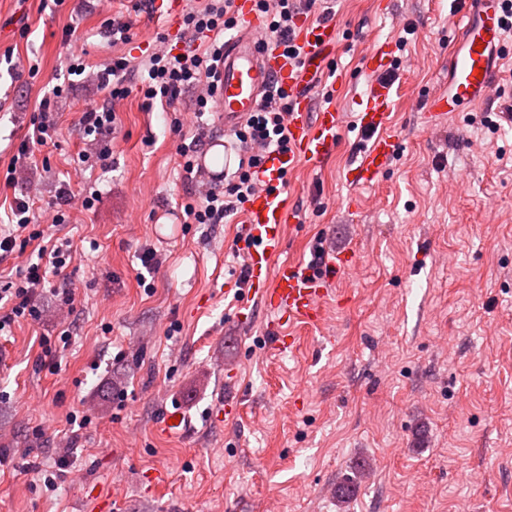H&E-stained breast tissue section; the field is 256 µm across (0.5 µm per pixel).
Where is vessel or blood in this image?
I'll use <instances>...</instances> for the list:
<instances>
[{
	"instance_id": "vessel-or-blood-1",
	"label": "vessel or blood",
	"mask_w": 512,
	"mask_h": 512,
	"mask_svg": "<svg viewBox=\"0 0 512 512\" xmlns=\"http://www.w3.org/2000/svg\"><path fill=\"white\" fill-rule=\"evenodd\" d=\"M143 5L151 19H175L180 0H129ZM239 20L236 33L226 36L214 110L224 119L225 131H233L274 87L288 93V130L291 150L268 154L259 173L261 187L247 206L246 224L237 243L248 272L247 293L273 314L280 332L275 344L280 352L296 347L295 337L283 334L284 326L321 322L327 297L328 277L283 258L286 226L293 211L282 196L284 177L300 165L320 164L335 150L343 115L336 108L314 109L304 90L307 74L321 67L335 47V24L304 20L298 42L308 57L305 69L291 66L283 48L261 46L262 22L254 0H234ZM459 19L453 20L455 36L448 56V87L428 99L427 119L437 122L448 114L489 101L497 72L511 45L500 22V0H460ZM393 85L375 81L358 115L360 128L369 136L356 166L352 183L374 182L389 167L399 148L391 120Z\"/></svg>"
}]
</instances>
